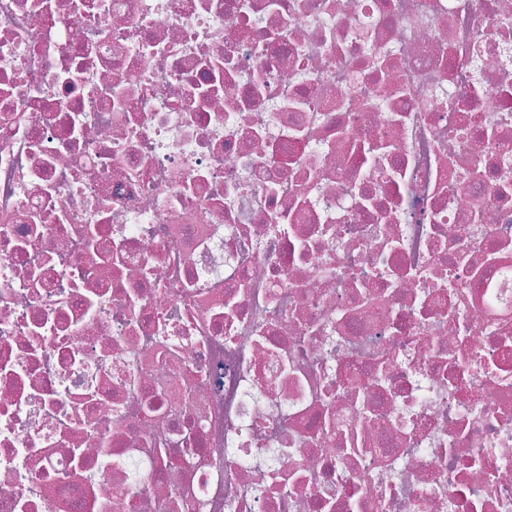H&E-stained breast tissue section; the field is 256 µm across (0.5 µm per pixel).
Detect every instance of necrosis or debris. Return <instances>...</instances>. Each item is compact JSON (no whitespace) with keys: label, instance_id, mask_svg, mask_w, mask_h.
<instances>
[{"label":"necrosis or debris","instance_id":"4bbe7bcc","mask_svg":"<svg viewBox=\"0 0 512 512\" xmlns=\"http://www.w3.org/2000/svg\"><path fill=\"white\" fill-rule=\"evenodd\" d=\"M0 512H512V0H0Z\"/></svg>","mask_w":512,"mask_h":512}]
</instances>
